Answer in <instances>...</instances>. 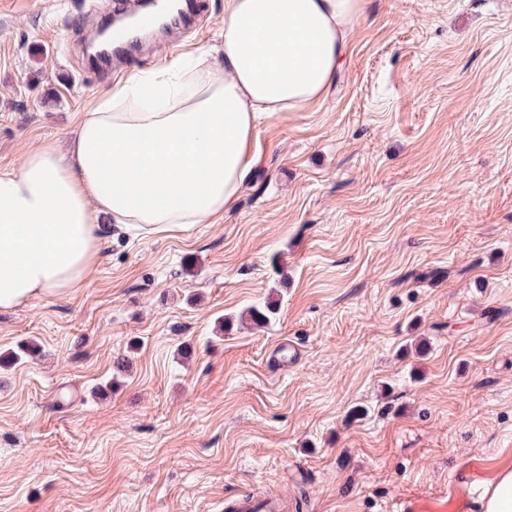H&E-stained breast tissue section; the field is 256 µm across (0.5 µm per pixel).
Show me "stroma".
<instances>
[{
  "instance_id": "obj_1",
  "label": "stroma",
  "mask_w": 512,
  "mask_h": 512,
  "mask_svg": "<svg viewBox=\"0 0 512 512\" xmlns=\"http://www.w3.org/2000/svg\"><path fill=\"white\" fill-rule=\"evenodd\" d=\"M85 5L0 0V167L222 40L202 0L200 29L100 74ZM256 138L222 219L113 230L73 297L0 311V356L39 348L0 365V512H475L512 469V0H364L327 94ZM275 497L268 498V501H255L249 495L242 494L224 501L226 512H279L281 505L276 502Z\"/></svg>"
}]
</instances>
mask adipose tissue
<instances>
[{
    "label": "adipose tissue",
    "instance_id": "obj_1",
    "mask_svg": "<svg viewBox=\"0 0 512 512\" xmlns=\"http://www.w3.org/2000/svg\"><path fill=\"white\" fill-rule=\"evenodd\" d=\"M362 0H226L221 56L135 72L95 101L67 149L0 167V309L82 288L113 227L187 231L236 204L264 112L331 87ZM109 223H101V216Z\"/></svg>",
    "mask_w": 512,
    "mask_h": 512
}]
</instances>
